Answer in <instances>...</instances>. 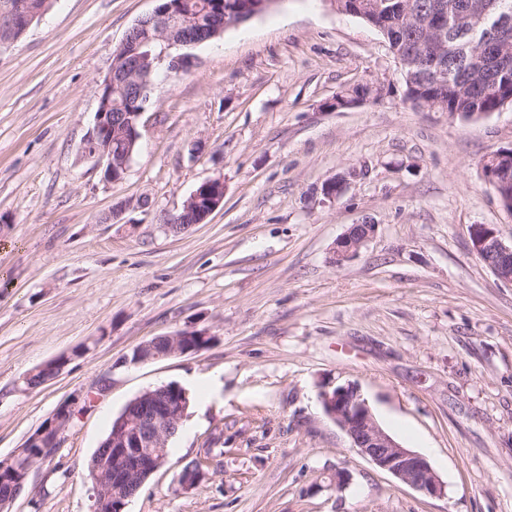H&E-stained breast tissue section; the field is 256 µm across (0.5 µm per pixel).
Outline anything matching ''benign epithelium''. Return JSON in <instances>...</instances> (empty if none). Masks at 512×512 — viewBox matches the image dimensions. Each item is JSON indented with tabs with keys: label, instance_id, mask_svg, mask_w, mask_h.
I'll return each instance as SVG.
<instances>
[{
	"label": "benign epithelium",
	"instance_id": "7a95c632",
	"mask_svg": "<svg viewBox=\"0 0 512 512\" xmlns=\"http://www.w3.org/2000/svg\"><path fill=\"white\" fill-rule=\"evenodd\" d=\"M37 17L27 3L19 0L13 10L0 17V25L8 31H24ZM178 20L170 9L155 10L139 19L126 34L120 49L127 50L132 38L139 33L154 32L153 39L161 43V49L154 58L143 60L135 57L118 69L112 64L102 82V91L93 127L79 146V153L92 158L104 169L107 182L117 183L126 172L128 159H112V87L127 83L130 77L146 64L149 70L166 64L172 73L186 70L189 55L180 49L190 45L187 38L177 31ZM512 18L498 13H478L471 19L470 33L475 43L507 42ZM483 159L481 169L485 181L496 184V167L503 160L512 158V147L500 148ZM224 202V180L211 178L200 183L184 201V212L196 207L208 217ZM377 225L365 221L353 224L339 238L332 251L330 263L340 267L355 257L364 244L374 235ZM473 252L480 258L494 257L498 279L512 284V241L502 240L486 224H473L469 229ZM324 412L346 433L352 448L368 458L376 467L391 474L404 485L430 497H439L444 486L429 461L420 453L399 444L377 422L369 401L356 383L325 387L320 393ZM139 409L127 413L112 433L110 448L107 449L109 462L100 473H93L95 499H112L117 502V512H123L133 498L131 487L143 482L156 473L167 462L166 444L170 435L176 432L185 416L184 402L178 396H157L148 392L138 399ZM70 413L68 406L59 407L50 422L34 438L41 443L42 455L59 447L61 434L68 428L65 416Z\"/></svg>",
	"mask_w": 512,
	"mask_h": 512
}]
</instances>
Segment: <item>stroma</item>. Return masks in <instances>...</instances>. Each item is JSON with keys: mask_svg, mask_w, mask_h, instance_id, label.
<instances>
[{"mask_svg": "<svg viewBox=\"0 0 512 512\" xmlns=\"http://www.w3.org/2000/svg\"><path fill=\"white\" fill-rule=\"evenodd\" d=\"M157 0H54L0 51V459L63 405L74 418L11 512H93L87 461L142 391L192 397L168 462L126 512H512V285L469 227L512 240L481 161L512 146V107L420 112L380 33L330 0L265 13L158 69L121 183L78 148L115 48ZM379 100L335 112L344 88ZM345 176L344 191L324 183ZM224 203L166 220L201 182ZM373 221L336 267L347 229ZM203 349L146 364L140 343L187 329ZM66 357L30 388L23 377ZM358 383L380 424L424 455L423 495L358 455L323 387ZM208 457L186 488L182 468ZM348 468L351 484L330 476ZM376 228V224H371L369 221L351 225L347 232L336 242L330 263L340 267L355 257L364 244L374 235Z\"/></svg>", "mask_w": 512, "mask_h": 512, "instance_id": "35a3bbf8", "label": "stroma"}]
</instances>
